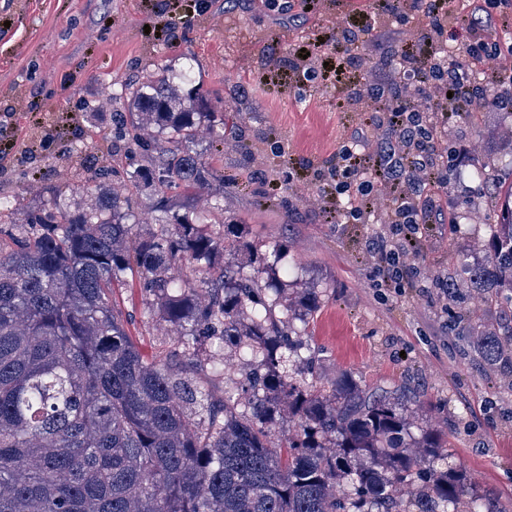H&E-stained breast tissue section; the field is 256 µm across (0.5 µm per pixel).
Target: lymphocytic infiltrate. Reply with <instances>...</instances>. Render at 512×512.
I'll return each instance as SVG.
<instances>
[{"instance_id": "1", "label": "lymphocytic infiltrate", "mask_w": 512, "mask_h": 512, "mask_svg": "<svg viewBox=\"0 0 512 512\" xmlns=\"http://www.w3.org/2000/svg\"><path fill=\"white\" fill-rule=\"evenodd\" d=\"M507 2L478 0L470 11L457 14L450 0H385L384 9L409 34L398 51L399 65L389 69L367 66L358 52L359 47L372 49L379 44L371 12H362V24L344 28L337 40L338 54L358 67L361 87L353 96L373 112V124L383 129L384 136L369 152L357 142L341 145L328 174L337 193L354 200L345 214L349 222L364 220L383 190L394 192V206L384 218L394 243L374 238L367 244L371 256L393 275L409 269L416 255L415 243L422 237L426 214L421 202L438 183L436 145L453 111L472 109L473 70L484 69L489 84H500L499 71L484 68L491 56L485 28L493 8ZM418 12L428 17V30L414 26ZM451 18L466 32L467 40L464 63L447 69L440 61L435 37Z\"/></svg>"}]
</instances>
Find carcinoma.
Returning a JSON list of instances; mask_svg holds the SVG:
<instances>
[{
    "label": "carcinoma",
    "mask_w": 512,
    "mask_h": 512,
    "mask_svg": "<svg viewBox=\"0 0 512 512\" xmlns=\"http://www.w3.org/2000/svg\"><path fill=\"white\" fill-rule=\"evenodd\" d=\"M116 101L112 125L140 154L122 188L112 167L82 166L70 196L37 209L0 197V512H512L451 465L431 472L448 441L413 433L417 395L347 372L324 386L296 326L318 289L286 266L259 278L240 225L218 218L224 197L195 205L224 180V113L191 72L159 67L93 110ZM502 195L470 282L486 302L503 292L512 319V185ZM144 201L159 216L137 232ZM134 277L179 329L187 368L145 360L130 336L112 290ZM446 295L470 322L451 278ZM215 336L248 372H227L221 350L197 360ZM463 342L512 385V323ZM285 409L283 462L273 437Z\"/></svg>",
    "instance_id": "1"
}]
</instances>
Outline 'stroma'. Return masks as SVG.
Here are the masks:
<instances>
[{
    "mask_svg": "<svg viewBox=\"0 0 512 512\" xmlns=\"http://www.w3.org/2000/svg\"><path fill=\"white\" fill-rule=\"evenodd\" d=\"M365 3L315 0L305 11L288 0L233 9L224 0H0V145L11 147L0 159V194L31 206L45 190L70 186L79 163L124 153L111 138V109L89 119L86 102L155 68L190 64L195 82L224 102L225 221L247 225L266 246L281 244L289 269L325 285L308 328L321 370L348 371L369 387L418 390L472 485L511 499L512 388L461 355L464 329L439 283L466 280L463 264L483 260L474 246L483 228L461 217L485 209L493 185L511 183L512 170L496 169L487 184L435 187L415 275L402 288L381 281L365 247L387 232L375 215L392 199L378 197L364 223L339 224L329 213L345 211L347 199L332 201L330 186L314 178L372 115L345 103L358 76L352 65L322 73L300 93L288 56L314 46L335 59L337 32ZM485 122L479 115L450 124L440 176L471 165L473 146L496 155L498 136L477 135ZM112 299L145 359L177 340L150 318L154 298L139 283L115 288Z\"/></svg>",
    "mask_w": 512,
    "mask_h": 512,
    "instance_id": "stroma-1",
    "label": "stroma"
}]
</instances>
